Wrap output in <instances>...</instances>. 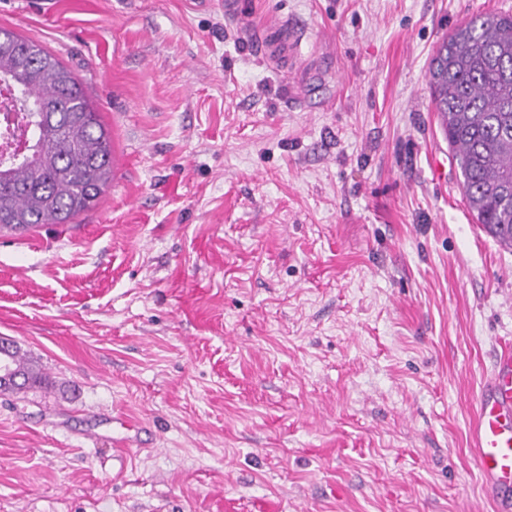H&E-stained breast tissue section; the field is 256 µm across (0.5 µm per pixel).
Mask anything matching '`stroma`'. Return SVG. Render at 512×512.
Here are the masks:
<instances>
[{
    "label": "stroma",
    "instance_id": "35a3bbf8",
    "mask_svg": "<svg viewBox=\"0 0 512 512\" xmlns=\"http://www.w3.org/2000/svg\"><path fill=\"white\" fill-rule=\"evenodd\" d=\"M238 2L0 0L120 167L72 223L0 230V337L47 378L0 392V512H496L469 431L512 248L428 69L512 0Z\"/></svg>",
    "mask_w": 512,
    "mask_h": 512
}]
</instances>
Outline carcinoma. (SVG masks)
I'll return each mask as SVG.
<instances>
[{"mask_svg":"<svg viewBox=\"0 0 512 512\" xmlns=\"http://www.w3.org/2000/svg\"><path fill=\"white\" fill-rule=\"evenodd\" d=\"M0 81L24 93L34 113L29 158L0 157V229L68 224L112 180V147L100 114L42 45L0 28ZM468 208L502 245L512 246V14H484L458 26L429 68ZM23 389L45 376L32 360Z\"/></svg>","mask_w":512,"mask_h":512,"instance_id":"1","label":"carcinoma"}]
</instances>
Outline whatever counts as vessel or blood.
I'll use <instances>...</instances> for the list:
<instances>
[{
  "instance_id": "vessel-or-blood-1",
  "label": "vessel or blood",
  "mask_w": 512,
  "mask_h": 512,
  "mask_svg": "<svg viewBox=\"0 0 512 512\" xmlns=\"http://www.w3.org/2000/svg\"><path fill=\"white\" fill-rule=\"evenodd\" d=\"M476 462L499 512H512V350L500 354L470 429Z\"/></svg>"
}]
</instances>
